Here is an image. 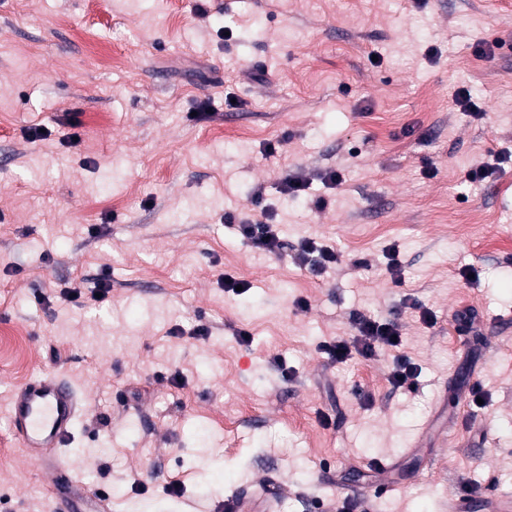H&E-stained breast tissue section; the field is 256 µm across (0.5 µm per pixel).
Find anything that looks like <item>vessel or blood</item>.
I'll list each match as a JSON object with an SVG mask.
<instances>
[{
	"label": "vessel or blood",
	"mask_w": 512,
	"mask_h": 512,
	"mask_svg": "<svg viewBox=\"0 0 512 512\" xmlns=\"http://www.w3.org/2000/svg\"><path fill=\"white\" fill-rule=\"evenodd\" d=\"M83 404L65 379L47 374L22 384L14 393L10 411L11 434L25 454L35 461L45 482L55 483L61 450L71 437ZM277 494L265 492L256 499H239L234 512H274ZM512 512V499L492 497L483 503L474 498L452 496L448 512Z\"/></svg>",
	"instance_id": "vessel-or-blood-1"
}]
</instances>
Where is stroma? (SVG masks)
Instances as JSON below:
<instances>
[{"label": "stroma", "instance_id": "1", "mask_svg": "<svg viewBox=\"0 0 512 512\" xmlns=\"http://www.w3.org/2000/svg\"><path fill=\"white\" fill-rule=\"evenodd\" d=\"M196 6L0 0V512H54L8 421L47 372L85 407L63 459L112 512H226L264 483L279 512L512 496V0ZM259 187L278 254L224 221ZM306 238L336 266L298 265ZM360 316L398 324L415 388L389 383L392 352L319 351Z\"/></svg>", "mask_w": 512, "mask_h": 512}]
</instances>
